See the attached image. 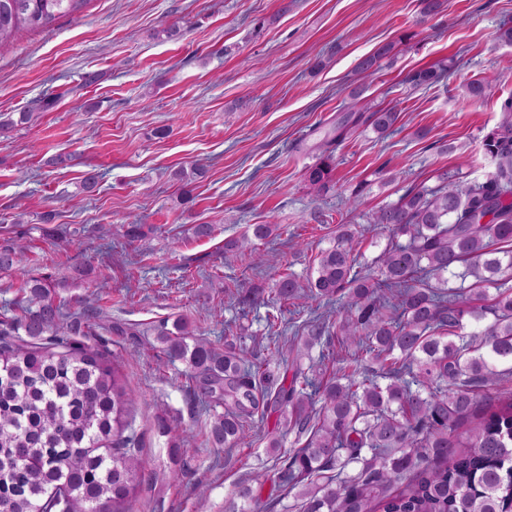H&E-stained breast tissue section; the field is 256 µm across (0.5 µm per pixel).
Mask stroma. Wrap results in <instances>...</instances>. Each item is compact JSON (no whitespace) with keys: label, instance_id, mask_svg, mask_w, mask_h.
Here are the masks:
<instances>
[{"label":"stroma","instance_id":"1","mask_svg":"<svg viewBox=\"0 0 512 512\" xmlns=\"http://www.w3.org/2000/svg\"><path fill=\"white\" fill-rule=\"evenodd\" d=\"M422 0H89L46 31L22 30L0 53V120L32 100L51 109L0 138V246L24 239L30 266L46 277L64 312L95 316L83 338L113 364L135 401L134 426L146 479L125 512H228L254 476L274 472L268 444L304 437L276 418L245 428L232 451L208 441L212 417L198 407L187 368L168 361L155 336L161 320L189 321L208 338L266 335L278 314L284 341L307 336L328 308L282 304L280 273L307 281L321 250L350 225L356 267L376 269L388 228L370 214L408 188H432L441 171L482 178L483 142L512 95V0H448L428 16ZM179 25V39H152ZM397 45L367 90L397 111L391 134L351 131L335 153L328 190L304 171L360 85V59ZM443 64L429 86L415 71ZM100 79L88 85L86 73ZM493 76L489 97L465 88ZM65 155L61 165L51 156ZM200 167L182 186L179 168ZM98 175L93 192L79 184ZM271 223L277 232L253 254L224 258V243ZM138 237L126 235L128 225ZM208 224L211 236L193 227ZM275 252L281 272L262 254Z\"/></svg>","mask_w":512,"mask_h":512}]
</instances>
